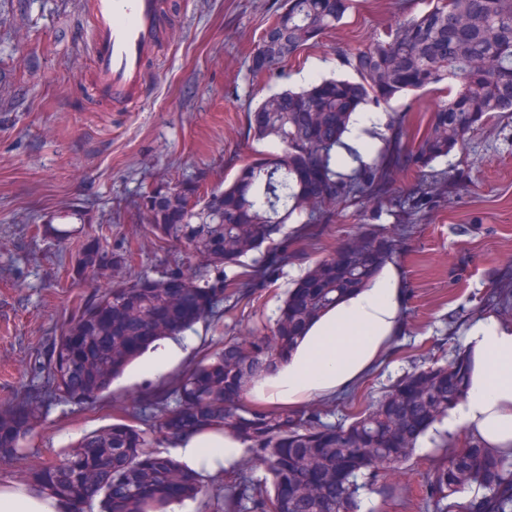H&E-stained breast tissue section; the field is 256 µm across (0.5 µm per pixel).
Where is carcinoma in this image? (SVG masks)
<instances>
[{
  "label": "carcinoma",
  "mask_w": 512,
  "mask_h": 512,
  "mask_svg": "<svg viewBox=\"0 0 512 512\" xmlns=\"http://www.w3.org/2000/svg\"><path fill=\"white\" fill-rule=\"evenodd\" d=\"M352 2L285 0L250 55L251 72L285 77L286 62L336 27ZM432 2L421 15L398 18L370 45L341 51L340 62L355 79H316L263 98L249 113V135L257 142L273 138L281 151L258 152L230 184L211 193L209 206H203L196 184L178 195H143L138 219L148 221L155 246L164 251L179 244L202 265L176 260L153 276L115 280L105 272L100 239L87 241L76 273L103 283L81 299L37 354L49 392L31 385L20 400L0 407V460L24 454L21 442L41 426L46 396L91 405L156 342L209 319L227 300L249 298L257 271L245 268L242 258L274 244L284 225L322 224L341 203L358 205L365 217L408 201L419 209L441 196L448 177L431 164L463 149L485 122L512 114V0ZM439 84L446 96L416 130L393 123L382 138L392 163L416 173L413 188L394 196L385 189L388 170L349 148L345 134L361 108L380 109ZM232 237L240 246L225 247ZM139 250L130 243L112 253V266H127ZM396 250L397 239L381 225L344 239L288 291L269 330L253 328L226 340L220 351L154 394L133 398L132 420L83 437L58 461L29 465L28 483L60 497L69 512H84L96 500L101 512H166L173 502L207 494L208 486L149 448H171L189 430L221 426L247 444L251 461L266 476L257 479L251 466L238 467L215 498L216 512H361L366 487L383 506L391 505L398 486L390 475L411 460L419 440L448 416L465 389V352L447 365L435 362L405 375L343 425L323 421L318 408L273 414L242 402L249 382L276 372L308 328L368 287ZM486 301L497 314L512 308V276L502 274ZM436 435L440 451L416 490L420 508L512 512V457L460 432Z\"/></svg>",
  "instance_id": "1"
}]
</instances>
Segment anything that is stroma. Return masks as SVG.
Listing matches in <instances>:
<instances>
[{"label": "stroma", "instance_id": "35a3bbf8", "mask_svg": "<svg viewBox=\"0 0 512 512\" xmlns=\"http://www.w3.org/2000/svg\"><path fill=\"white\" fill-rule=\"evenodd\" d=\"M87 0H0V403L37 380L35 358L91 288L73 269L86 242L106 249L143 241L137 219L144 192L201 183L210 191L233 181L255 151L248 114L282 85L301 87L346 71L340 48L370 44L399 18L402 0H354L342 23L287 62V80L253 76L249 57L283 0H162L164 38L149 65V91L128 109L111 110L73 93L88 79L90 60L81 23ZM436 93L393 100L366 129L381 147L391 114L411 107L410 125L432 108ZM448 175V196L412 222L383 212L400 249L387 266L401 293L399 327L379 363L354 389L321 402L324 419L343 422L398 378L429 361L452 360L467 325L493 282L512 268V118L490 121L470 134L466 150L435 162ZM76 209L65 242L34 225L58 210ZM356 207H339L326 223L286 225L287 263L263 279L250 300L224 307L185 332L192 343L170 376L193 368L225 339L272 325L292 284L312 262L363 231ZM162 380L141 378L94 404L77 407L47 399L44 422L24 440L26 454L0 462V478L24 480L33 459H60L84 435L127 418L137 395Z\"/></svg>", "mask_w": 512, "mask_h": 512}]
</instances>
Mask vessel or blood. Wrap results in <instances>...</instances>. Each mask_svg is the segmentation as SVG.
<instances>
[{
	"instance_id": "obj_1",
	"label": "vessel or blood",
	"mask_w": 512,
	"mask_h": 512,
	"mask_svg": "<svg viewBox=\"0 0 512 512\" xmlns=\"http://www.w3.org/2000/svg\"><path fill=\"white\" fill-rule=\"evenodd\" d=\"M85 26L93 98L119 106L145 97L147 64L163 37L160 0H91Z\"/></svg>"
}]
</instances>
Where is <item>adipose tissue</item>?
<instances>
[{
	"label": "adipose tissue",
	"instance_id": "1",
	"mask_svg": "<svg viewBox=\"0 0 512 512\" xmlns=\"http://www.w3.org/2000/svg\"><path fill=\"white\" fill-rule=\"evenodd\" d=\"M398 308L399 291L388 277L345 298L311 325L287 363L268 377L269 394L257 395L252 406L297 413L350 389L379 362L398 326ZM465 345L468 386L440 427L512 455V324L493 312L477 313L468 324ZM245 449V443L221 429L200 428L177 439L171 453L183 469L213 482ZM67 510L42 488L0 481V512Z\"/></svg>",
	"mask_w": 512,
	"mask_h": 512
}]
</instances>
